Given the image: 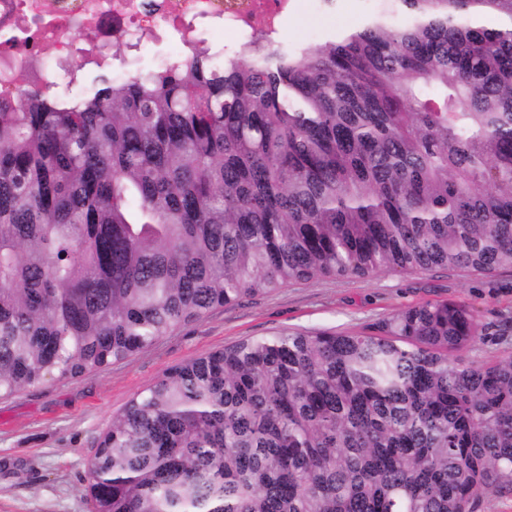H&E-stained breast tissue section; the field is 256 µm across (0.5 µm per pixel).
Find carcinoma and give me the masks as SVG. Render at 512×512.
<instances>
[{"label": "carcinoma", "mask_w": 512, "mask_h": 512, "mask_svg": "<svg viewBox=\"0 0 512 512\" xmlns=\"http://www.w3.org/2000/svg\"><path fill=\"white\" fill-rule=\"evenodd\" d=\"M512 268V0H379L304 48L0 100V395L245 296ZM465 302L241 340L102 433L93 512H473L512 494V354ZM474 512H512V494L488 491L476 501Z\"/></svg>", "instance_id": "carcinoma-1"}]
</instances>
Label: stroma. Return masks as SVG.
<instances>
[{
	"label": "stroma",
	"mask_w": 512,
	"mask_h": 512,
	"mask_svg": "<svg viewBox=\"0 0 512 512\" xmlns=\"http://www.w3.org/2000/svg\"><path fill=\"white\" fill-rule=\"evenodd\" d=\"M366 0H342L323 14L316 0H297L282 41L307 45L355 26ZM467 302L487 326L464 352L483 364L512 353V268L484 276L460 269L386 272L370 278L323 279L249 296L183 324L149 349L77 378H50L0 396V512H91L87 470L99 438L136 394L170 368L248 337L283 331L361 332L389 314L425 302Z\"/></svg>",
	"instance_id": "35a3bbf8"
}]
</instances>
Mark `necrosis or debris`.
<instances>
[{
    "mask_svg": "<svg viewBox=\"0 0 512 512\" xmlns=\"http://www.w3.org/2000/svg\"><path fill=\"white\" fill-rule=\"evenodd\" d=\"M294 2L244 0L228 10L224 0H0V97L43 88L54 70L76 80L85 68L111 66L118 50H136L146 35H163L172 65L194 49H220L205 41L208 30L275 39Z\"/></svg>",
    "mask_w": 512,
    "mask_h": 512,
    "instance_id": "necrosis-or-debris-1",
    "label": "necrosis or debris"
}]
</instances>
